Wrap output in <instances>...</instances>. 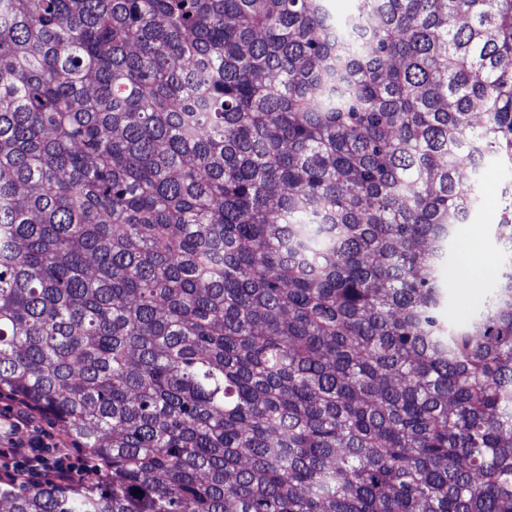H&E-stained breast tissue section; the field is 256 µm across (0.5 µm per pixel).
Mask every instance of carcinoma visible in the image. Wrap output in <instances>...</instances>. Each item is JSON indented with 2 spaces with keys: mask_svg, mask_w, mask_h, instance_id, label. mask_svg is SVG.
I'll use <instances>...</instances> for the list:
<instances>
[{
  "mask_svg": "<svg viewBox=\"0 0 512 512\" xmlns=\"http://www.w3.org/2000/svg\"><path fill=\"white\" fill-rule=\"evenodd\" d=\"M328 2L0 0V389L97 460L6 512H512V0ZM508 180L509 175L504 167L492 160L486 162L481 181V204L471 214L468 224H463L458 235L456 258L464 270L449 288L448 265H444L440 270L443 288L439 311L445 321H448V317H454L461 309L468 308L471 312L479 311L486 296L495 287L494 279L499 263L495 224H499L501 219V192ZM476 228L481 229V235L479 230L474 233ZM472 236L474 253H479L481 243L482 250L489 262L484 268L478 270L477 288H463L470 279L472 285L475 282V279H472L475 272L471 267L470 255Z\"/></svg>",
  "mask_w": 512,
  "mask_h": 512,
  "instance_id": "cac0c4a2",
  "label": "carcinoma"
}]
</instances>
